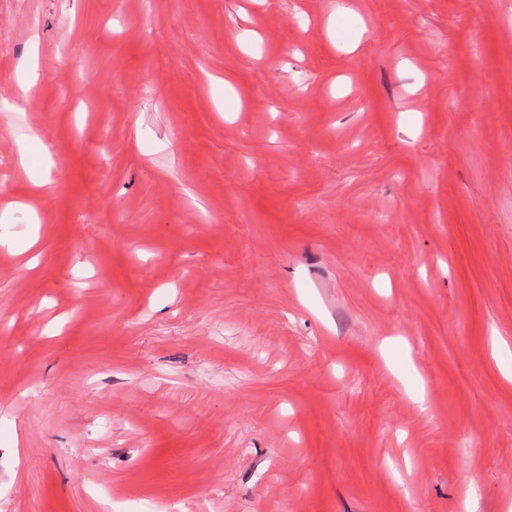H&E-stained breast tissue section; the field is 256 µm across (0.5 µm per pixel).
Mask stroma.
Here are the masks:
<instances>
[{
  "instance_id": "stroma-1",
  "label": "stroma",
  "mask_w": 512,
  "mask_h": 512,
  "mask_svg": "<svg viewBox=\"0 0 512 512\" xmlns=\"http://www.w3.org/2000/svg\"><path fill=\"white\" fill-rule=\"evenodd\" d=\"M0 213V512H512V0H0Z\"/></svg>"
}]
</instances>
